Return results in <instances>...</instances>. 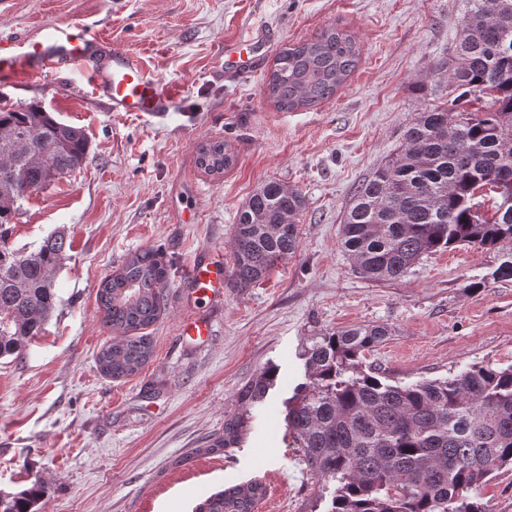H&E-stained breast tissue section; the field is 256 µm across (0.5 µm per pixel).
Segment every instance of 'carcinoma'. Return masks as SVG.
<instances>
[{"instance_id": "cac0c4a2", "label": "carcinoma", "mask_w": 512, "mask_h": 512, "mask_svg": "<svg viewBox=\"0 0 512 512\" xmlns=\"http://www.w3.org/2000/svg\"><path fill=\"white\" fill-rule=\"evenodd\" d=\"M354 36L329 27L282 49L266 80L282 111L312 108L333 97L356 68ZM448 100L406 125L399 151L360 183L344 212L341 245L354 271L370 281L401 278L423 255L454 245L509 246L496 270L512 278V215H476V190L488 186L493 207L512 197V0H466L451 58L437 63ZM88 139L41 106H0V358L21 356L42 331L57 294L54 273L66 249L56 232L35 250L9 242L10 224L28 192L79 168ZM197 165L222 175L234 162L222 141L199 147ZM301 193L262 183L233 225L232 277L240 288L264 280L298 248ZM168 268L153 249L135 252L101 280L96 300L119 340L97 354L113 380L138 374L153 357L143 330L164 313ZM389 330L380 324L326 331L302 350L307 381L287 401L286 422L307 472L333 489L326 512H488L474 492L512 467V365L474 364L454 376L391 383L363 364ZM276 370L258 373L242 393L263 402ZM240 415L206 443L208 453L240 442ZM266 488L254 481L226 487L195 512H252ZM35 482L0 496V512H31Z\"/></svg>"}]
</instances>
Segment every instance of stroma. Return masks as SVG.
<instances>
[{
	"label": "stroma",
	"mask_w": 512,
	"mask_h": 512,
	"mask_svg": "<svg viewBox=\"0 0 512 512\" xmlns=\"http://www.w3.org/2000/svg\"><path fill=\"white\" fill-rule=\"evenodd\" d=\"M464 11V0H0V30L84 19L141 56L175 95L155 118L111 111L76 67L0 85V105L40 104L89 140L81 167L28 193L12 225L14 246L55 231L68 246L41 333L22 357L0 358V494L38 482L33 512H192L210 494L257 479L267 486L259 512H314L321 486L285 420L311 338L385 325L366 361L403 383L512 364V279L495 276L506 251L459 245L422 256L399 279L371 282L340 244L356 187L397 152L411 118L438 102L434 66L448 59ZM254 23L271 42L263 75L214 81V46ZM327 27L356 37V69L318 106L278 110L265 72L283 48ZM217 140L235 162L213 177L196 158ZM268 180L304 198L296 254L250 288L225 277L221 303H196L184 285L189 263L216 250L232 267L237 212ZM148 248L169 266L165 312L147 330L151 361L115 381L96 362L113 339L96 292ZM196 313L213 323L208 344L178 334ZM269 366L276 384L248 408L240 393ZM244 412L240 444L205 452L225 416Z\"/></svg>",
	"instance_id": "1"
}]
</instances>
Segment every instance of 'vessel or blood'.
Here are the masks:
<instances>
[{"label": "vessel or blood", "instance_id": "b4317fda", "mask_svg": "<svg viewBox=\"0 0 512 512\" xmlns=\"http://www.w3.org/2000/svg\"><path fill=\"white\" fill-rule=\"evenodd\" d=\"M269 48L265 29L249 27L246 38L218 45L214 52L218 63L210 74L229 82L258 75ZM73 66L86 71L94 94L105 98L112 111L161 117L173 106L172 94L154 79L140 56L100 39L82 20L50 21L32 34L0 32L1 84L28 81ZM185 281L196 298L212 303L220 300L224 295L222 255L210 253L194 260ZM213 332L212 322L202 314L187 319L182 326L183 335L202 343Z\"/></svg>", "mask_w": 512, "mask_h": 512}]
</instances>
